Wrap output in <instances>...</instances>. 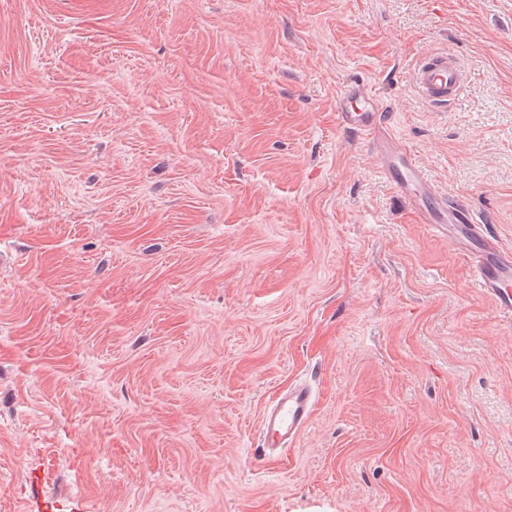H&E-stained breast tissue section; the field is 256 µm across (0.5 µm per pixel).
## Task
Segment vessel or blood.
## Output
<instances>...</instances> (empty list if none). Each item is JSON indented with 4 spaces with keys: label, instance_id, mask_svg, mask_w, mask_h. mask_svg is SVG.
Returning a JSON list of instances; mask_svg holds the SVG:
<instances>
[{
    "label": "vessel or blood",
    "instance_id": "vessel-or-blood-1",
    "mask_svg": "<svg viewBox=\"0 0 512 512\" xmlns=\"http://www.w3.org/2000/svg\"><path fill=\"white\" fill-rule=\"evenodd\" d=\"M415 91L427 105L444 109L458 102L470 83L468 70L453 54L432 50L412 71ZM336 116L341 127L370 136L392 184L412 208L418 223L451 242L473 272V283L512 322V252L503 249L481 219L460 202L448 201L425 176L412 155L385 131L383 105L369 84L343 82L337 92ZM316 390L307 383L288 386L263 411L259 457L276 461L292 448L311 423Z\"/></svg>",
    "mask_w": 512,
    "mask_h": 512
}]
</instances>
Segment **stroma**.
I'll list each match as a JSON object with an SVG mask.
<instances>
[{"mask_svg":"<svg viewBox=\"0 0 512 512\" xmlns=\"http://www.w3.org/2000/svg\"><path fill=\"white\" fill-rule=\"evenodd\" d=\"M361 77L512 250V0H0V512H512V323L339 126ZM415 91L427 105L447 109L466 93L470 76L464 64L448 50L423 54L412 71ZM316 390L311 384L297 383L275 395L263 411L260 443L255 452L263 459L276 461L311 423Z\"/></svg>","mask_w":512,"mask_h":512,"instance_id":"1","label":"stroma"}]
</instances>
